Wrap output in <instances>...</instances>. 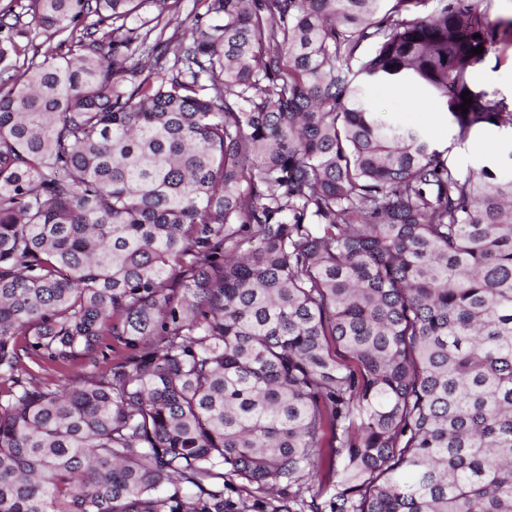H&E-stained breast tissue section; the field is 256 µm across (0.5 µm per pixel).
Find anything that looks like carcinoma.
Here are the masks:
<instances>
[{
    "label": "carcinoma",
    "instance_id": "obj_1",
    "mask_svg": "<svg viewBox=\"0 0 512 512\" xmlns=\"http://www.w3.org/2000/svg\"><path fill=\"white\" fill-rule=\"evenodd\" d=\"M178 2L0 9V512H512V173L366 97L512 125V19L204 0L173 48ZM473 83L488 92H496L497 97H504L512 109V49L505 56L490 53L472 72ZM370 102L380 119L386 122L401 120L423 129L434 148L448 150V162L463 174L475 172L485 165L494 170L511 167L510 126L486 125L472 130L461 140L446 109L438 102L428 100L422 87L409 82L387 81L372 85ZM419 102L428 103L432 112H422ZM125 349L122 344L106 337L101 340L100 347L96 355V367H92L88 362L86 371L103 370L107 368L113 360L123 356Z\"/></svg>",
    "mask_w": 512,
    "mask_h": 512
}]
</instances>
